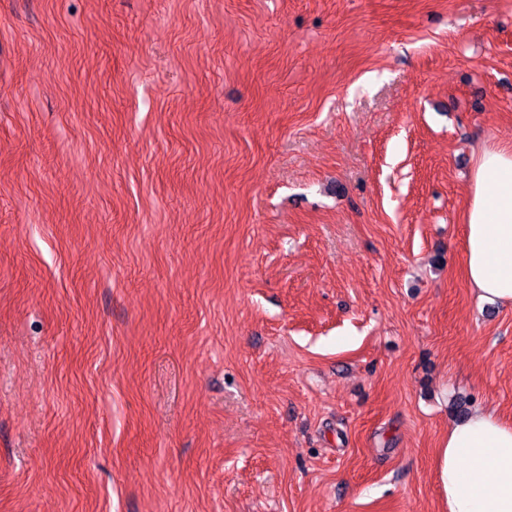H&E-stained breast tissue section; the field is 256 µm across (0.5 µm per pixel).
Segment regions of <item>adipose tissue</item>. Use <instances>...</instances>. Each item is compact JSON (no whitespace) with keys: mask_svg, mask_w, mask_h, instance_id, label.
I'll return each mask as SVG.
<instances>
[{"mask_svg":"<svg viewBox=\"0 0 512 512\" xmlns=\"http://www.w3.org/2000/svg\"><path fill=\"white\" fill-rule=\"evenodd\" d=\"M464 272L478 300L512 306V143L475 156L464 212ZM448 512H512V422L478 407L438 450Z\"/></svg>","mask_w":512,"mask_h":512,"instance_id":"adipose-tissue-1","label":"adipose tissue"}]
</instances>
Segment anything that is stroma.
<instances>
[{
	"instance_id": "1",
	"label": "stroma",
	"mask_w": 512,
	"mask_h": 512,
	"mask_svg": "<svg viewBox=\"0 0 512 512\" xmlns=\"http://www.w3.org/2000/svg\"><path fill=\"white\" fill-rule=\"evenodd\" d=\"M496 141L512 0H0V512H448Z\"/></svg>"
}]
</instances>
